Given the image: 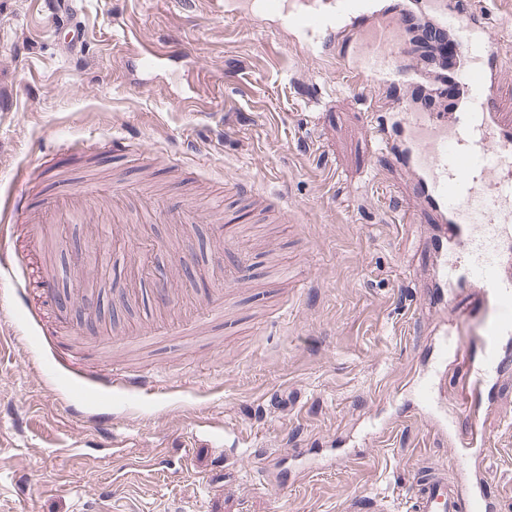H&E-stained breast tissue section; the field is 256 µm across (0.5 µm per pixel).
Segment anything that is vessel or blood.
Returning <instances> with one entry per match:
<instances>
[{
	"mask_svg": "<svg viewBox=\"0 0 512 512\" xmlns=\"http://www.w3.org/2000/svg\"><path fill=\"white\" fill-rule=\"evenodd\" d=\"M55 28L76 27V0H44ZM225 17L302 39L305 52L343 65L354 84L393 90L397 107L369 101L366 126L377 142L376 165L403 172L412 198L433 218L428 248L437 258L429 304L454 306L459 293L475 291L478 304L451 315L447 339L432 348L433 366L449 355L468 357V384L448 415L454 467L464 479L448 480L444 467L419 468L406 497L407 512H497L499 502L483 478L466 480L471 450L489 446L480 405L500 377L512 371V115L499 108L503 45L495 39L474 0H224ZM427 24L448 35L457 59L452 69L420 71L410 32ZM138 43L142 70L170 60V51ZM7 199L9 216H21L30 250L40 249L55 214L91 221L97 203L84 197L46 199L25 205L30 171L18 169ZM23 258L0 244V277L17 281ZM160 381L134 371L101 374L97 391L154 390ZM433 383L423 377L412 391L425 406L420 420L432 425Z\"/></svg>",
	"mask_w": 512,
	"mask_h": 512,
	"instance_id": "1",
	"label": "vessel or blood"
}]
</instances>
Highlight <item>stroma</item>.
<instances>
[{
    "label": "stroma",
    "mask_w": 512,
    "mask_h": 512,
    "mask_svg": "<svg viewBox=\"0 0 512 512\" xmlns=\"http://www.w3.org/2000/svg\"><path fill=\"white\" fill-rule=\"evenodd\" d=\"M477 2L505 47L500 109L512 113V0ZM77 4L72 34L51 27L42 0H0V204L18 168L63 143L69 156L30 206L81 182L122 221L49 225L42 254L73 300L77 279L103 282L97 339L76 322L53 330L37 293L19 300L0 283L12 309L0 324V512H407L416 470L452 464L409 388L443 314L425 303L426 219L398 172L371 165V89L210 0ZM127 29L186 51L143 73ZM114 137L127 154L84 148ZM240 179L269 214L234 190ZM149 190L197 205L199 223L146 217ZM223 224L251 254L245 281L203 333L165 332L170 314L202 312ZM160 265L166 307L150 293ZM116 356L163 388L96 399L90 412L111 414L125 439L84 440L72 387ZM466 379L463 360L439 369L443 411ZM482 424L481 468L512 512V374Z\"/></svg>",
    "instance_id": "stroma-1"
}]
</instances>
